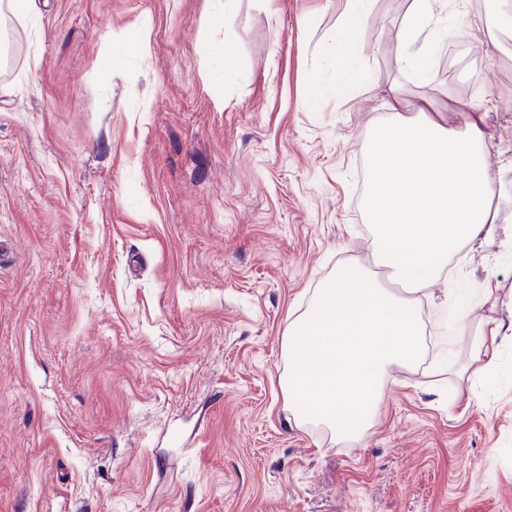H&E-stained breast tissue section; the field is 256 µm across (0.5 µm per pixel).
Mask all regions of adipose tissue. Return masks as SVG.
I'll list each match as a JSON object with an SVG mask.
<instances>
[{
  "label": "adipose tissue",
  "mask_w": 512,
  "mask_h": 512,
  "mask_svg": "<svg viewBox=\"0 0 512 512\" xmlns=\"http://www.w3.org/2000/svg\"><path fill=\"white\" fill-rule=\"evenodd\" d=\"M386 94L392 119L376 133L369 152L366 208L372 247L394 280L420 289L437 280L461 249L494 242L496 210L485 178L481 116L456 128L421 100L405 119L399 86Z\"/></svg>",
  "instance_id": "1"
}]
</instances>
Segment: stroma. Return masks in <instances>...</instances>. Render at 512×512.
I'll return each instance as SVG.
<instances>
[{
	"label": "stroma",
	"mask_w": 512,
	"mask_h": 512,
	"mask_svg": "<svg viewBox=\"0 0 512 512\" xmlns=\"http://www.w3.org/2000/svg\"><path fill=\"white\" fill-rule=\"evenodd\" d=\"M39 0L0 67V512H512V0ZM148 20L145 52L114 31ZM239 58L224 73L219 50ZM400 84L479 109L495 242L419 293L425 355L339 441L297 416L282 336L371 247L368 144ZM455 101H447L445 91ZM448 9L446 0H413L410 5L408 19L401 36V42L411 40L410 36L418 29L421 21L431 18L436 12Z\"/></svg>",
	"instance_id": "35a3bbf8"
}]
</instances>
